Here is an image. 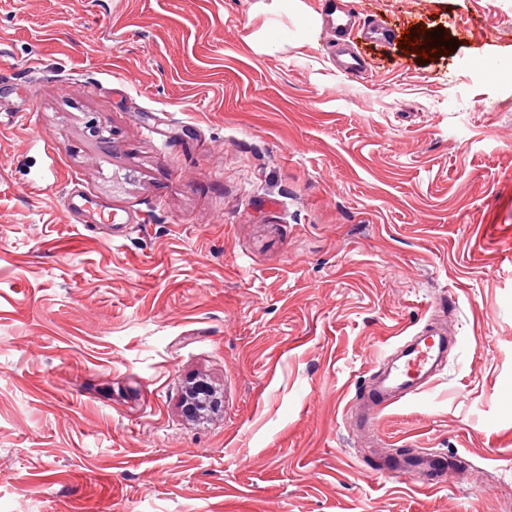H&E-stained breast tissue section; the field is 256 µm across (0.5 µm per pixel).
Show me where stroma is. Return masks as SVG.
Returning a JSON list of instances; mask_svg holds the SVG:
<instances>
[{
  "label": "stroma",
  "instance_id": "obj_1",
  "mask_svg": "<svg viewBox=\"0 0 512 512\" xmlns=\"http://www.w3.org/2000/svg\"><path fill=\"white\" fill-rule=\"evenodd\" d=\"M303 2L0 0V512H512V0ZM451 296L440 373L356 436ZM413 448L458 465L377 471Z\"/></svg>",
  "mask_w": 512,
  "mask_h": 512
}]
</instances>
